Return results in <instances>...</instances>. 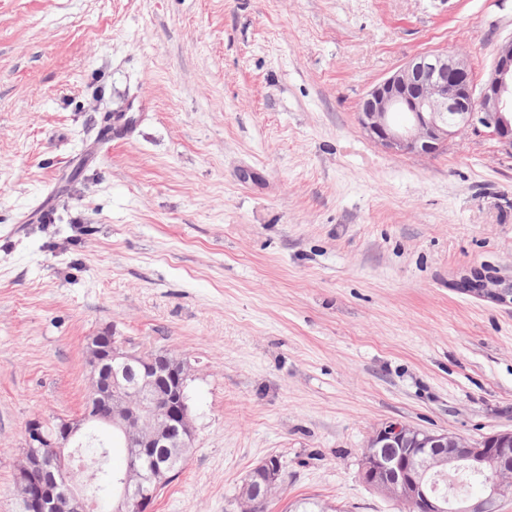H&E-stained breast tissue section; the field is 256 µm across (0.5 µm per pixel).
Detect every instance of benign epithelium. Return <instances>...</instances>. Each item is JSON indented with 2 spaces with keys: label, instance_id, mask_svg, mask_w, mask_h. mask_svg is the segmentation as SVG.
Returning <instances> with one entry per match:
<instances>
[{
  "label": "benign epithelium",
  "instance_id": "1",
  "mask_svg": "<svg viewBox=\"0 0 512 512\" xmlns=\"http://www.w3.org/2000/svg\"><path fill=\"white\" fill-rule=\"evenodd\" d=\"M358 120L368 137L395 154L430 155L462 131L495 139L512 152V41L502 44L481 87L467 60L447 52L421 53L361 98ZM461 289L499 304H512V283L476 275ZM86 409L53 424L39 418L25 428L15 472L22 512H94L80 485L76 447L90 427L106 428L124 453L125 466L112 480L113 512H152L169 472L194 445L195 430L185 389L189 364L159 349L143 353L110 331L88 338ZM496 480L476 501L436 493L429 477L448 466L481 471ZM280 465L265 460L248 476L243 494L266 500L279 484ZM365 483L397 497L411 512H486V503L512 492V431L477 442L446 432L409 426L378 430L365 449Z\"/></svg>",
  "mask_w": 512,
  "mask_h": 512
}]
</instances>
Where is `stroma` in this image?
Instances as JSON below:
<instances>
[{
    "instance_id": "stroma-1",
    "label": "stroma",
    "mask_w": 512,
    "mask_h": 512,
    "mask_svg": "<svg viewBox=\"0 0 512 512\" xmlns=\"http://www.w3.org/2000/svg\"><path fill=\"white\" fill-rule=\"evenodd\" d=\"M510 40L512 0H0V512L106 327L191 366L154 512H242L273 456L266 512H407L361 479L379 429L512 430V305L460 289L512 277V156L392 154L357 117L414 55L480 83ZM280 468V464L272 463L270 458L258 465L248 476L243 495L254 496L255 505L264 502L279 484Z\"/></svg>"
}]
</instances>
